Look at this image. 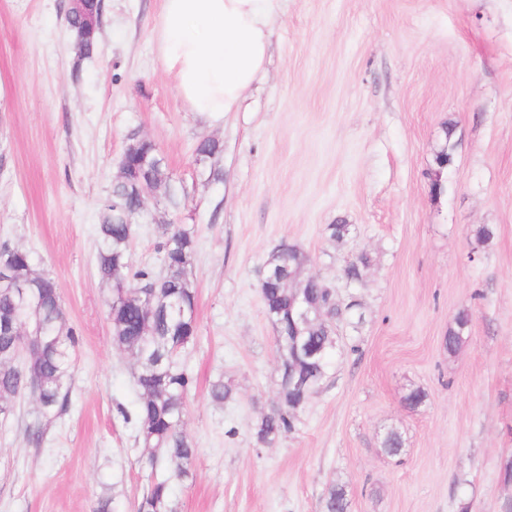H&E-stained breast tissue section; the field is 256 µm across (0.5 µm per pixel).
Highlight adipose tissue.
Segmentation results:
<instances>
[{"label":"adipose tissue","mask_w":512,"mask_h":512,"mask_svg":"<svg viewBox=\"0 0 512 512\" xmlns=\"http://www.w3.org/2000/svg\"><path fill=\"white\" fill-rule=\"evenodd\" d=\"M283 0H163L159 53L190 111H234L263 71Z\"/></svg>","instance_id":"ef3b65f1"}]
</instances>
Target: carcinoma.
<instances>
[{
    "label": "carcinoma",
    "mask_w": 512,
    "mask_h": 512,
    "mask_svg": "<svg viewBox=\"0 0 512 512\" xmlns=\"http://www.w3.org/2000/svg\"><path fill=\"white\" fill-rule=\"evenodd\" d=\"M129 144L135 149L128 157V168L112 183L99 207L96 271L102 282L112 286L108 309L113 344L136 364L134 421L138 441L151 449V468L162 467L182 479L191 475L196 453L183 429V419L187 396L195 385L184 354L197 333V292L191 280L197 242L189 226L159 224L157 250L164 273L157 276L148 267L133 266L130 247L143 209L130 184L146 173L153 189L162 191L165 206L179 207L182 196L152 141L132 135ZM222 151L223 145L212 137L201 138L195 146V153L204 158L216 157ZM0 255L7 259L0 267V416L12 413L16 399L25 395L33 398L37 423L27 428V439L38 447L44 436L42 421L60 417L69 409L71 357L79 336L65 319L56 280L36 271L25 250L3 242ZM298 260H305L303 251L290 245L288 259L276 250L265 269ZM293 295L294 291L275 280L261 284L265 314L276 321L277 351L282 357L296 358L299 371L309 380L304 394L307 400L328 377L336 336L329 324L312 315L302 324L301 338L313 356L296 355L295 338L288 332V305ZM470 322L468 310L456 314L455 326L445 337L448 352L464 344ZM231 394L222 378L210 386L209 395L217 403H224ZM293 399L288 383L281 382L277 410L263 413L253 428L257 444L271 445L295 430L299 410L292 405ZM324 508L326 512H347L344 488H332ZM135 512H174L168 480L151 482L137 500Z\"/></svg>",
    "instance_id": "obj_1"
}]
</instances>
